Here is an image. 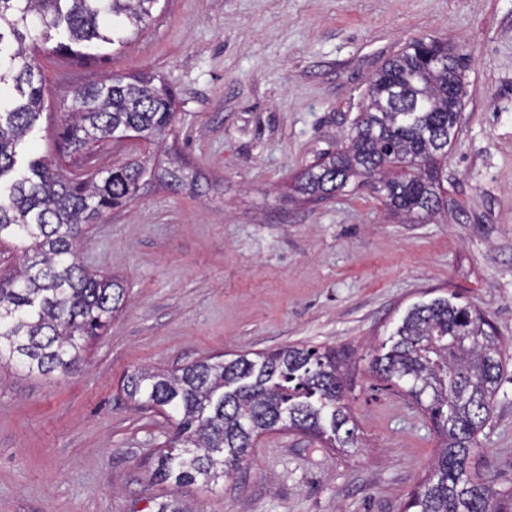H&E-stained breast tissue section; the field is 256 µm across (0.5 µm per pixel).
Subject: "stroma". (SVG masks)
<instances>
[{"label":"stroma","mask_w":512,"mask_h":512,"mask_svg":"<svg viewBox=\"0 0 512 512\" xmlns=\"http://www.w3.org/2000/svg\"><path fill=\"white\" fill-rule=\"evenodd\" d=\"M414 39L470 58L447 209L390 214L360 178L302 200L295 177L347 143L371 78ZM40 64L45 107L19 167L54 155L77 88L154 74L176 117L148 163L184 165L201 191L145 185L88 226L79 261L128 302L76 371L0 367V512H402L437 440L369 361L410 306L452 293L502 338L477 463L512 490V0H159L119 51ZM293 344L350 349L356 447L277 430L218 484L153 480L172 424L127 399L128 372Z\"/></svg>","instance_id":"stroma-1"}]
</instances>
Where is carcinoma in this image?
Instances as JSON below:
<instances>
[{"instance_id":"carcinoma-1","label":"carcinoma","mask_w":512,"mask_h":512,"mask_svg":"<svg viewBox=\"0 0 512 512\" xmlns=\"http://www.w3.org/2000/svg\"><path fill=\"white\" fill-rule=\"evenodd\" d=\"M158 0H0V251L19 267L0 279V365L68 374L89 340L125 305L126 289L77 257L82 226L137 196L145 180L173 191L194 186L181 166L137 159L66 174L41 158L16 172V149L40 117L44 88L37 54L65 61L92 42L126 45ZM466 55L448 42L416 39L372 78L368 105L349 145L309 166L294 189L323 201L350 179L375 181L390 211L431 216L447 206L441 163L457 134ZM175 120V93L154 75L115 73L75 91L59 133L60 153L86 160L98 143L135 133L150 144ZM456 296L413 305L373 354L370 369L411 397L439 439L437 456L404 512H512V492L493 488L475 466L478 436L502 380V342L488 317ZM343 350L288 346L251 358L199 359L177 370L138 368L122 391L144 409L171 412L176 433L156 475L207 486L244 462L261 434L283 427L334 448L357 441L344 402Z\"/></svg>"}]
</instances>
